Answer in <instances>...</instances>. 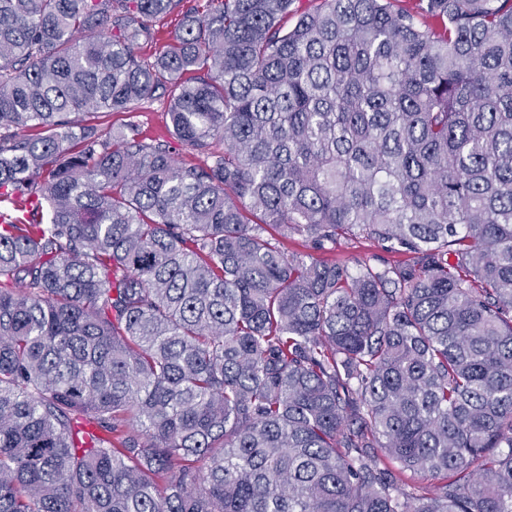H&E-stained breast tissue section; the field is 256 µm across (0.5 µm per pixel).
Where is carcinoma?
<instances>
[{
	"label": "carcinoma",
	"instance_id": "cac0c4a2",
	"mask_svg": "<svg viewBox=\"0 0 512 512\" xmlns=\"http://www.w3.org/2000/svg\"><path fill=\"white\" fill-rule=\"evenodd\" d=\"M292 2L0 0V512H512V0ZM157 96L153 102L148 103L140 112H110L95 114L90 117L93 123H101L103 127L120 128L127 123L139 126L143 135L150 139L169 141L172 146L179 148L168 132L166 119V98ZM99 121V122H95ZM280 246L288 251H298L311 253L314 258L326 262H347L352 265L354 260L359 257L377 256L381 261L386 263H398L405 261L404 255L386 252L379 245L364 239H337L335 245H327L323 250H310L304 246L300 238L295 237L292 240H284L278 238Z\"/></svg>",
	"mask_w": 512,
	"mask_h": 512
}]
</instances>
